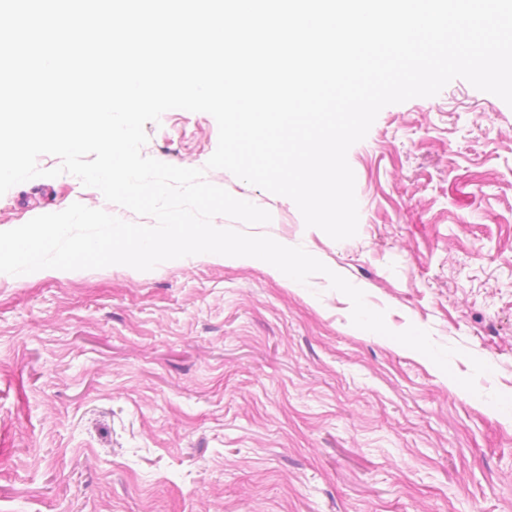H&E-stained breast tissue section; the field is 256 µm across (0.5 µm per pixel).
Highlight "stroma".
I'll list each match as a JSON object with an SVG mask.
<instances>
[{
	"label": "stroma",
	"mask_w": 512,
	"mask_h": 512,
	"mask_svg": "<svg viewBox=\"0 0 512 512\" xmlns=\"http://www.w3.org/2000/svg\"><path fill=\"white\" fill-rule=\"evenodd\" d=\"M145 156L268 210L251 226L362 289L394 331L458 348L451 374L351 323V302L191 256L0 273V512H512V107L462 79L383 108L348 162L358 233L205 164L215 119L173 109ZM68 173L0 196V231L73 203ZM491 367L458 389L471 358Z\"/></svg>",
	"instance_id": "stroma-1"
}]
</instances>
